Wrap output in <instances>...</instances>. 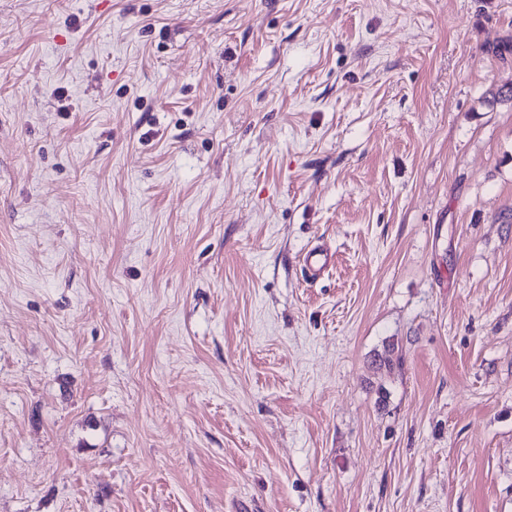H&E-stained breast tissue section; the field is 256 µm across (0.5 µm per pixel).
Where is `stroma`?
I'll return each mask as SVG.
<instances>
[{"instance_id":"1","label":"stroma","mask_w":512,"mask_h":512,"mask_svg":"<svg viewBox=\"0 0 512 512\" xmlns=\"http://www.w3.org/2000/svg\"><path fill=\"white\" fill-rule=\"evenodd\" d=\"M505 85L512 0H0V512H512Z\"/></svg>"}]
</instances>
